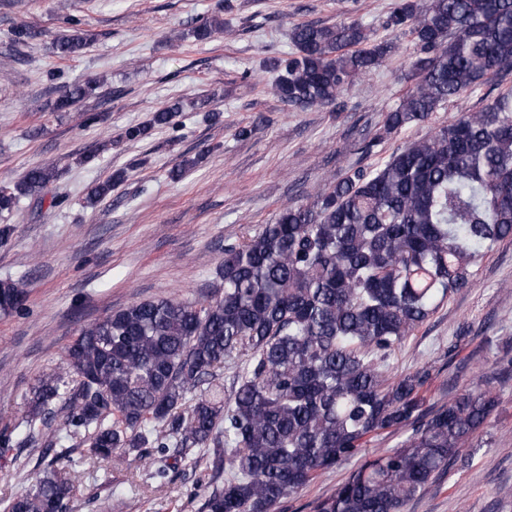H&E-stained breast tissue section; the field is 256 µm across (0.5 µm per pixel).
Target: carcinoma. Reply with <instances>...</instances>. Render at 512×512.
<instances>
[{
    "label": "carcinoma",
    "instance_id": "1",
    "mask_svg": "<svg viewBox=\"0 0 512 512\" xmlns=\"http://www.w3.org/2000/svg\"><path fill=\"white\" fill-rule=\"evenodd\" d=\"M387 25L415 47L412 84L387 111L361 156L404 128L428 121L445 103L489 86L490 103L393 152L352 166L312 201L285 205L273 221L224 245L223 291L200 302H134L80 326L63 366L42 375L23 417L25 441L55 449L39 476L6 500L4 512H71L83 458L130 456L156 466L212 460L224 486L205 512H275L319 473L361 455L336 492L313 512H405L450 472L493 415L491 371L446 402L423 407L422 367L388 375L396 347L450 294L471 283L477 262L512 240V0H398ZM214 18L188 31L207 40ZM291 50L271 64L270 91L297 108L325 107L395 50L358 20L307 22L289 33ZM89 42L76 29L53 52L76 57ZM76 83L62 112L93 94ZM173 104L125 128L129 141L172 125ZM57 177L34 166L0 187V213L39 194ZM126 178L114 171L89 200ZM25 291L0 282V313L21 309ZM246 358L238 387L224 397V367ZM63 413L59 436L49 422ZM394 448L369 455L365 439L397 433ZM73 441L85 446L74 457Z\"/></svg>",
    "mask_w": 512,
    "mask_h": 512
}]
</instances>
